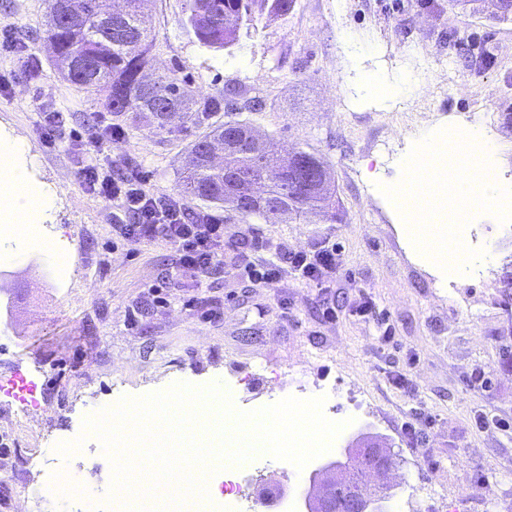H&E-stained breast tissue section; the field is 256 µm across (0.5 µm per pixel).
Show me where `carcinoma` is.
I'll list each match as a JSON object with an SVG mask.
<instances>
[{"label":"carcinoma","instance_id":"obj_1","mask_svg":"<svg viewBox=\"0 0 512 512\" xmlns=\"http://www.w3.org/2000/svg\"><path fill=\"white\" fill-rule=\"evenodd\" d=\"M60 0H49L43 33L53 49L55 73L70 84L98 97L118 120L129 113H147L164 131L181 129L224 110L225 100L196 99L187 84L170 72L155 69L153 38L147 28V0H124L123 13L111 16L110 0H82L84 20L75 25L60 14ZM463 12L485 14L512 22V0H455ZM293 7V0H189L185 20L196 39L221 51L238 44L242 27L255 19L277 16ZM255 127L226 121L195 139L181 177L180 193L213 208L228 219L256 216L267 224H334L342 221L335 180L329 165L307 151L277 154L259 149ZM224 146V162L216 168L202 147ZM272 173L268 192L288 206L272 216L256 206L243 211L239 201L250 192L245 174Z\"/></svg>","mask_w":512,"mask_h":512}]
</instances>
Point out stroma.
I'll return each instance as SVG.
<instances>
[{
	"instance_id": "stroma-1",
	"label": "stroma",
	"mask_w": 512,
	"mask_h": 512,
	"mask_svg": "<svg viewBox=\"0 0 512 512\" xmlns=\"http://www.w3.org/2000/svg\"><path fill=\"white\" fill-rule=\"evenodd\" d=\"M185 10L186 0H153L157 66L196 98L260 102L243 119L273 148L313 152L330 165L343 220L225 224L226 271L174 284L173 248L113 243L115 205L81 190L67 140L50 148L41 137L45 103L66 108L76 129L102 110L54 75L37 37L45 0H0V30H14L42 67L41 80L29 81L16 55L0 53V135L18 142L31 181L55 196L42 237L63 245L51 261L27 246L31 272L13 296L19 319L0 307V382L19 372L37 384L25 411L0 393V512H45L49 498L61 512H117L111 462L84 432L88 403L108 408L178 383L217 384L248 410L294 395L299 382L344 423L334 447L361 431L386 437L401 476L392 512H512V432L475 423L481 413L512 420V222L472 212L462 242L492 260L436 273L411 252L383 193L414 141L474 123L499 146L498 178L512 183V23L462 14L451 0H294L288 13L259 18L238 45L215 51L185 29ZM406 73L414 83L400 98L363 84L369 74L393 82ZM488 98L492 111H478ZM225 120L220 112L170 133L129 121L113 153L174 197L190 144ZM256 237L291 251L335 242V319L324 317L319 288L290 274L255 285L235 272ZM363 300L373 306L366 318L354 312ZM478 367L483 389L471 385ZM389 371L406 373L412 392L390 384ZM409 420L426 425L423 447L403 432ZM74 440L78 451L58 455L57 444ZM71 471L96 489L93 510L80 492L59 498L57 476ZM272 472L283 497L300 495L305 472L254 462L241 470L254 512H278L261 497Z\"/></svg>"
}]
</instances>
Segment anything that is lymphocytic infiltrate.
Wrapping results in <instances>:
<instances>
[{
    "label": "lymphocytic infiltrate",
    "mask_w": 512,
    "mask_h": 512,
    "mask_svg": "<svg viewBox=\"0 0 512 512\" xmlns=\"http://www.w3.org/2000/svg\"><path fill=\"white\" fill-rule=\"evenodd\" d=\"M126 132L113 125L104 133L72 132L71 148L81 158L80 186L91 196L115 204L119 214L113 219L112 232L123 242L170 244L176 253L175 276L200 280L224 264V224L208 211L187 212L176 198L159 194L149 185L146 175L137 169L118 172L116 162H102L106 148L124 140ZM259 260H247L242 270L255 283L278 281L283 273L323 288L328 273L336 271L340 257L331 241L307 251L269 249L263 240L252 243Z\"/></svg>",
    "instance_id": "obj_1"
}]
</instances>
